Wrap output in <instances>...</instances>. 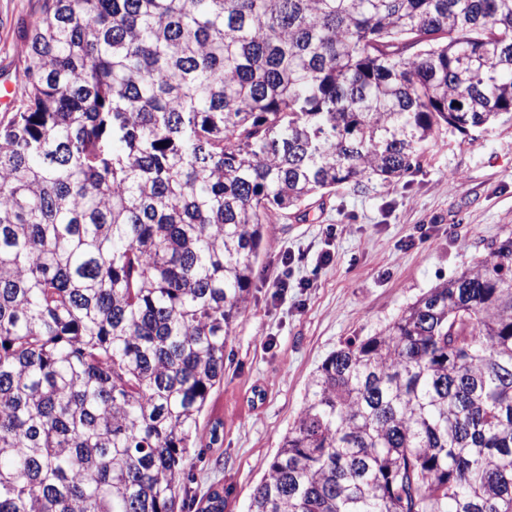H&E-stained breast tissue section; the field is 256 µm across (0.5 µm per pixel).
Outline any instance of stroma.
<instances>
[{
    "label": "stroma",
    "instance_id": "stroma-1",
    "mask_svg": "<svg viewBox=\"0 0 512 512\" xmlns=\"http://www.w3.org/2000/svg\"><path fill=\"white\" fill-rule=\"evenodd\" d=\"M37 9L38 0H0V73L23 68L17 31ZM511 235L510 122L472 140L442 127L399 182L342 186L305 212L273 215L249 304L224 349V381L201 420L221 421L220 440L193 462L187 498L222 486L224 512H248L318 366L346 339L379 333ZM326 251L332 260L323 265ZM288 254L296 286L278 298Z\"/></svg>",
    "mask_w": 512,
    "mask_h": 512
}]
</instances>
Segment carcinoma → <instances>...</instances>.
Instances as JSON below:
<instances>
[{
  "mask_svg": "<svg viewBox=\"0 0 512 512\" xmlns=\"http://www.w3.org/2000/svg\"><path fill=\"white\" fill-rule=\"evenodd\" d=\"M38 2L0 120V512H185L270 214L512 121V0ZM249 512H512V237L322 362Z\"/></svg>",
  "mask_w": 512,
  "mask_h": 512,
  "instance_id": "cac0c4a2",
  "label": "carcinoma"
}]
</instances>
